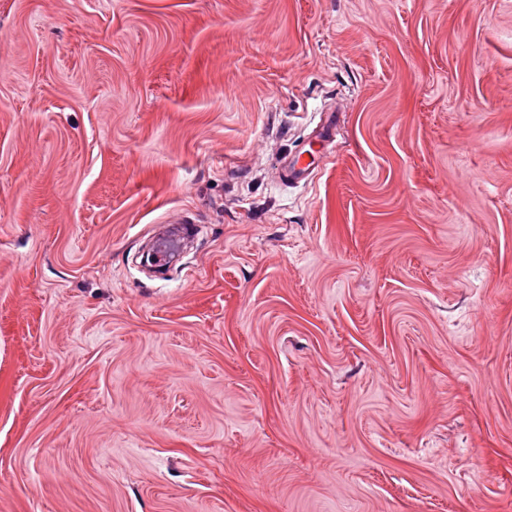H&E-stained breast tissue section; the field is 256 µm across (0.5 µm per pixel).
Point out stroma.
<instances>
[{
  "mask_svg": "<svg viewBox=\"0 0 512 512\" xmlns=\"http://www.w3.org/2000/svg\"><path fill=\"white\" fill-rule=\"evenodd\" d=\"M0 512H512V0H0Z\"/></svg>",
  "mask_w": 512,
  "mask_h": 512,
  "instance_id": "35a3bbf8",
  "label": "stroma"
}]
</instances>
